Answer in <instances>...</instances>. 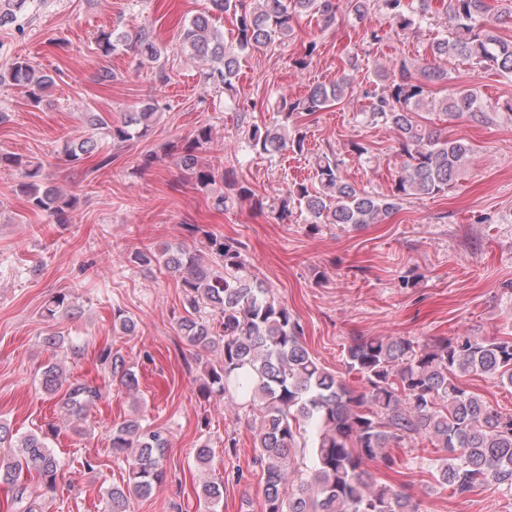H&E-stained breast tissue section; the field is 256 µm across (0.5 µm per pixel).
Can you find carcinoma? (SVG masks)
<instances>
[{"mask_svg": "<svg viewBox=\"0 0 512 512\" xmlns=\"http://www.w3.org/2000/svg\"><path fill=\"white\" fill-rule=\"evenodd\" d=\"M31 0H0V28L25 15ZM449 34L428 47L431 57L461 58L490 71L512 74V41L495 33L501 16L492 13L488 0H439ZM349 12L360 22L375 10L392 28L406 32L430 9V0H348ZM231 14L237 44H224V34L212 26L214 15ZM317 14L328 23L336 16V0H208L206 10L184 25L182 48L208 64L205 78L232 96L239 68V52L265 46L293 32V22ZM125 35L102 31L97 50L112 55ZM144 60L157 65L156 77L166 80L160 60L167 48L154 32L144 28L138 36ZM354 61L342 68L336 80L317 85L296 100L282 97L276 103L278 121L271 127L252 126L249 147L259 153H295L305 150L306 131L299 119L340 103L354 91ZM377 82L363 91L368 100L363 115L370 124H383L395 133V151L403 158L391 193L374 194L346 181L342 162L333 152L314 157L317 188L294 182L278 200V216L290 209L306 213L308 223L378 224L397 212L412 196L448 193L459 169L472 158L475 147L463 139L443 137L417 120L425 107L447 117L467 116L479 125L496 120L499 107L482 102L474 89H452L432 96L436 85L448 84V70L426 66L416 77L404 61L376 72ZM21 90L39 105L54 78L22 55L0 69V84ZM160 102L151 98L114 124L98 112L85 113L89 128L108 141L122 144L147 136ZM212 142L207 125L165 147L191 171L197 189L208 194L210 208L222 213L254 197L240 182H226L224 170L202 161ZM97 142L84 138L66 146L65 156L80 162L96 154ZM0 165L14 169L28 203L68 223L73 199L44 181L41 166L21 156H0ZM186 231L201 248L167 245L131 254L140 266L157 265L180 282L186 315L178 328L189 345L219 353L220 363L206 370L199 391L203 398H219L258 411L254 447L264 480L265 512H418L409 497L392 485L379 483L364 469L376 461L387 469L397 465L391 449L405 442L426 439L440 456L420 457L433 469L441 489L460 496L480 486H494L512 494V413L491 408L481 396L460 383L466 375L486 376L512 386V339H475L470 336H435L420 344L410 338L363 336L346 349L348 372L358 376L359 387L339 379L314 357L303 341L304 329L296 314L271 295L263 281L246 273L239 240L217 236L201 224ZM72 297L60 293L45 307L46 316L70 314ZM214 312L204 320L200 313ZM110 368L111 380L128 390L137 387L134 371L112 347L100 352ZM41 390L54 396L65 390L64 406L73 430L90 407L103 398L104 387L93 381H70L63 368L47 365L41 372ZM112 457L125 463L127 481L106 491L110 512H126L130 495L150 497L162 484L164 451L169 447L165 428L143 418L126 420L109 434ZM0 486L12 492L13 512H44L41 495L29 489L35 475L43 489L52 492L63 477L61 462L44 433L17 436L0 422ZM310 464L298 466V457ZM224 485L214 481L201 487L199 497L208 512H218Z\"/></svg>", "mask_w": 512, "mask_h": 512, "instance_id": "cac0c4a2", "label": "carcinoma"}]
</instances>
